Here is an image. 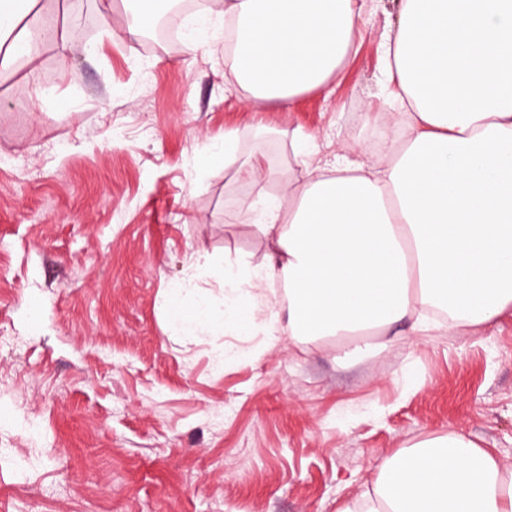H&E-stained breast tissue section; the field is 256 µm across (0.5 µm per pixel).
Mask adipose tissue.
<instances>
[{
  "label": "adipose tissue",
  "mask_w": 512,
  "mask_h": 512,
  "mask_svg": "<svg viewBox=\"0 0 512 512\" xmlns=\"http://www.w3.org/2000/svg\"><path fill=\"white\" fill-rule=\"evenodd\" d=\"M39 2L0 0V71L39 47ZM214 4L232 82L255 102L325 88L362 21L357 0ZM383 53L381 81L400 102L384 163L357 143L320 165L314 139L294 135L306 180L235 217L272 251L228 269L223 316L205 302L185 313L170 291L173 323L245 332L264 311L269 333L360 358L402 320L434 329L433 309L474 331L512 310V0H398ZM275 280L284 317L263 293ZM343 512H512V468L451 431L387 459L359 510Z\"/></svg>",
  "instance_id": "ef3b65f1"
}]
</instances>
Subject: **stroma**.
I'll return each mask as SVG.
<instances>
[{
  "instance_id": "1",
  "label": "stroma",
  "mask_w": 512,
  "mask_h": 512,
  "mask_svg": "<svg viewBox=\"0 0 512 512\" xmlns=\"http://www.w3.org/2000/svg\"><path fill=\"white\" fill-rule=\"evenodd\" d=\"M355 49L318 92L244 102L224 43L124 36L129 0L86 18L41 0L52 41L0 74V503L8 512H342L398 450L458 430L512 466V315L474 333L409 325L386 349L339 361L261 324L175 332L163 305L224 311V269L271 248L234 223L257 198L223 165L234 133L286 169L289 138L321 154L376 143L363 113L390 118L383 44L396 0H359ZM209 269L195 276L198 254Z\"/></svg>"
}]
</instances>
